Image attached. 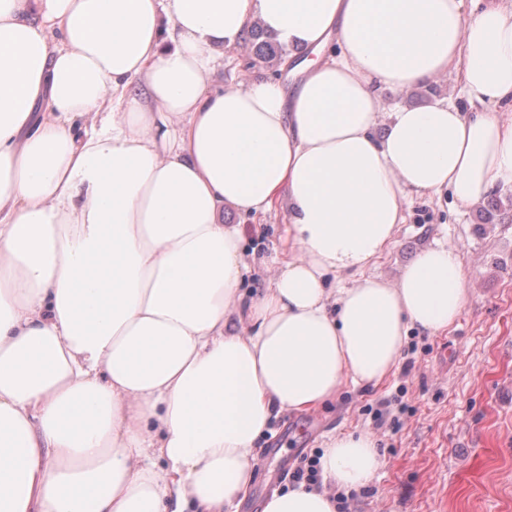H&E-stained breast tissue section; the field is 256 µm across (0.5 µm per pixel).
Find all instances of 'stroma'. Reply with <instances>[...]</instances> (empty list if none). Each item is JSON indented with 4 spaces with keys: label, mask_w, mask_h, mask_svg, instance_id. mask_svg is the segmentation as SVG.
Instances as JSON below:
<instances>
[{
    "label": "stroma",
    "mask_w": 512,
    "mask_h": 512,
    "mask_svg": "<svg viewBox=\"0 0 512 512\" xmlns=\"http://www.w3.org/2000/svg\"><path fill=\"white\" fill-rule=\"evenodd\" d=\"M278 72L247 45L224 53L225 83ZM460 104L453 76L382 94L383 111ZM244 223L254 258L247 289L264 287L288 254L283 208ZM457 248L468 275V300L453 326L428 336L410 331L397 371L376 387L344 386L336 400L286 414L260 439L253 488L239 512H260L273 491L291 485L303 457L322 454L329 437L365 431L379 442L382 463L364 488L339 492V512H512V190L493 187L463 207L450 194L407 204L394 246L372 268L393 280L420 249Z\"/></svg>",
    "instance_id": "stroma-1"
}]
</instances>
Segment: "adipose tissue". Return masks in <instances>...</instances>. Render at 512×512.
Instances as JSON below:
<instances>
[{
  "instance_id": "obj_1",
  "label": "adipose tissue",
  "mask_w": 512,
  "mask_h": 512,
  "mask_svg": "<svg viewBox=\"0 0 512 512\" xmlns=\"http://www.w3.org/2000/svg\"><path fill=\"white\" fill-rule=\"evenodd\" d=\"M255 21L291 83L216 84ZM448 74L466 106L381 111ZM506 112L512 0H0V512H237L282 413L455 323V249L369 270L413 198L512 188ZM277 205L292 251L250 294L224 210ZM379 466L335 437L330 490L262 512H337Z\"/></svg>"
}]
</instances>
